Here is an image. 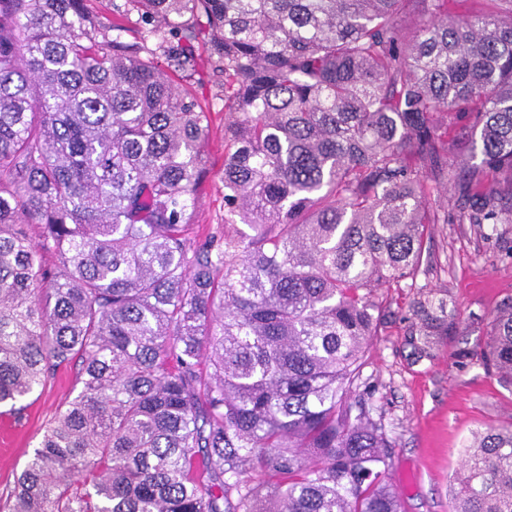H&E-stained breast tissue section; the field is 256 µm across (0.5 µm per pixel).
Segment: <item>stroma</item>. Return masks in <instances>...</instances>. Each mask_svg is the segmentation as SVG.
Segmentation results:
<instances>
[{
	"label": "stroma",
	"mask_w": 512,
	"mask_h": 512,
	"mask_svg": "<svg viewBox=\"0 0 512 512\" xmlns=\"http://www.w3.org/2000/svg\"><path fill=\"white\" fill-rule=\"evenodd\" d=\"M213 106L204 143L206 175L188 228L200 237L224 221V89L210 77ZM428 260L415 287L381 288L376 299L390 315L363 358L352 400L380 420L391 443L389 482L403 512H454L450 482L460 470L473 432L512 425V385L480 358L458 363L447 351L411 363L404 336L410 304L420 290L437 289L470 340L482 338L497 307L512 298V224H435L426 240ZM78 368H59L42 395L30 397L19 418L0 417V495L6 493L55 410L72 396Z\"/></svg>",
	"instance_id": "1"
}]
</instances>
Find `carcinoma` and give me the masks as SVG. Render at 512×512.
<instances>
[{"mask_svg":"<svg viewBox=\"0 0 512 512\" xmlns=\"http://www.w3.org/2000/svg\"><path fill=\"white\" fill-rule=\"evenodd\" d=\"M84 2L0 0V416L80 367L0 507L400 512L349 397L430 225L512 224V0ZM206 70L224 223L197 242ZM410 312L413 362L473 357L446 299ZM481 351L512 382V300ZM455 495L512 512V426Z\"/></svg>","mask_w":512,"mask_h":512,"instance_id":"carcinoma-1","label":"carcinoma"}]
</instances>
